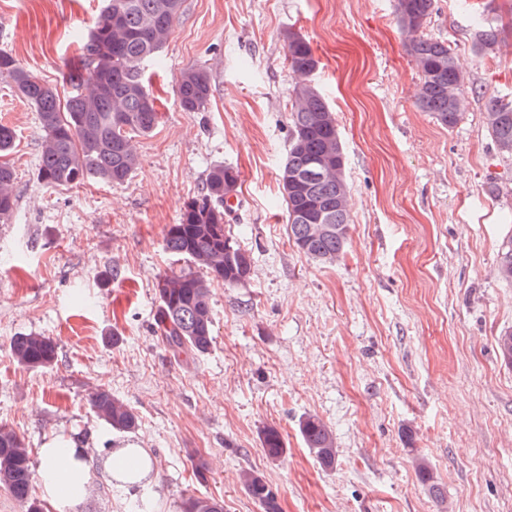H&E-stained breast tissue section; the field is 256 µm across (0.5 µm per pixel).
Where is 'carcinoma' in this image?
Returning a JSON list of instances; mask_svg holds the SVG:
<instances>
[{
    "mask_svg": "<svg viewBox=\"0 0 512 512\" xmlns=\"http://www.w3.org/2000/svg\"><path fill=\"white\" fill-rule=\"evenodd\" d=\"M184 0H106L101 21L81 44L80 65L69 67L66 80L72 94L61 103L56 88L23 68L15 57L0 50V76L10 80L16 93L38 112L42 129L39 179L53 188H71L85 182L103 185L127 181L139 165L134 138L151 135L160 123L155 98L147 89L140 65L160 57ZM434 0H394V13L407 36V52L420 75L415 89L417 107L441 125L452 128L463 118L466 81L448 43L425 33ZM502 28L481 21L474 29L473 51L495 54ZM287 59L295 75L289 91L290 137L279 174L288 240L298 251L325 265L344 255L350 232L346 153L336 114L323 98L313 74L318 60L309 43L297 32L282 33ZM213 77L203 66L184 69L177 78L180 106L201 112L209 104ZM497 154L512 160V100L494 97L484 115ZM16 142V131L0 124V221L16 205L15 174L4 161ZM240 188L238 171L218 164L206 173L200 195L188 201L178 223L164 230V247L186 260L192 269L165 275L155 284L159 307L156 326L163 342L177 357L193 359L213 345L211 284L238 285L250 278L252 257L226 230L227 201ZM499 280L512 284V238L503 242L497 262ZM14 360L31 369L46 368L57 360L53 338L26 333L10 339ZM89 403L113 428L135 429L138 417L112 395L97 388ZM304 444L320 464L336 463V437L322 419L307 416L299 424ZM266 456L279 460L287 451L285 438L273 426L261 432ZM124 458L134 468H113L114 476L132 482L144 473L147 461L135 448ZM418 480L438 490L424 459L416 463ZM242 484L263 512H281L275 492L254 471L242 474ZM0 490L10 495L22 512H46L35 492L34 461L25 439L0 423ZM181 512H224V502L208 495L183 500Z\"/></svg>",
    "mask_w": 512,
    "mask_h": 512,
    "instance_id": "obj_1",
    "label": "carcinoma"
}]
</instances>
